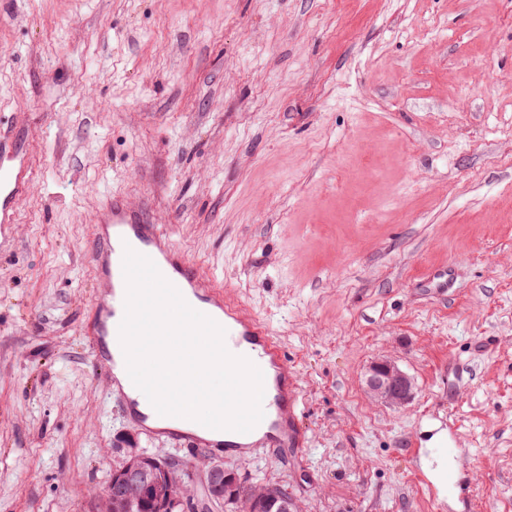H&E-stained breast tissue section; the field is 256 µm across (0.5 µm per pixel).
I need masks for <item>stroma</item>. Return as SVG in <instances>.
I'll return each mask as SVG.
<instances>
[{
  "mask_svg": "<svg viewBox=\"0 0 512 512\" xmlns=\"http://www.w3.org/2000/svg\"><path fill=\"white\" fill-rule=\"evenodd\" d=\"M0 131L31 187L0 248V512H103L134 451L224 462L301 512H512V0H0ZM125 197L279 339L304 455L142 434L92 367L93 217ZM451 267L447 290L424 287ZM388 357L419 391L368 400ZM436 462L437 466L433 470V475L439 486L444 487L448 475V482L444 492L447 493L448 498L464 501L471 482L470 473L466 470L465 466L462 465L458 469L448 472V461L437 459Z\"/></svg>",
  "mask_w": 512,
  "mask_h": 512,
  "instance_id": "stroma-1",
  "label": "stroma"
}]
</instances>
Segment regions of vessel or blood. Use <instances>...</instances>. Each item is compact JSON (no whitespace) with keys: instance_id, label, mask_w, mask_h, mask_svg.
<instances>
[{"instance_id":"obj_1","label":"vessel or blood","mask_w":512,"mask_h":512,"mask_svg":"<svg viewBox=\"0 0 512 512\" xmlns=\"http://www.w3.org/2000/svg\"><path fill=\"white\" fill-rule=\"evenodd\" d=\"M29 187L23 150L0 133V240L12 235L16 203ZM94 232L99 246L91 263L106 292L94 308V320L85 332L86 343L93 366L112 376L117 398L130 407L135 425L148 435L218 451L235 460L288 447L303 454L307 440L295 423L300 404L298 381L273 332L229 300L222 285L192 264L161 225L150 223L141 210L130 207L122 197H112L96 214ZM129 248L149 257L192 308L224 328V343L232 355L248 359L262 371L263 418L252 430L235 433L229 441L224 431L197 422L181 427L176 417L160 415L155 408H133L125 386L114 376L122 352L119 328L126 297L123 258ZM470 482L466 468L450 471L447 496L439 500V508H446L448 499H465Z\"/></svg>"}]
</instances>
